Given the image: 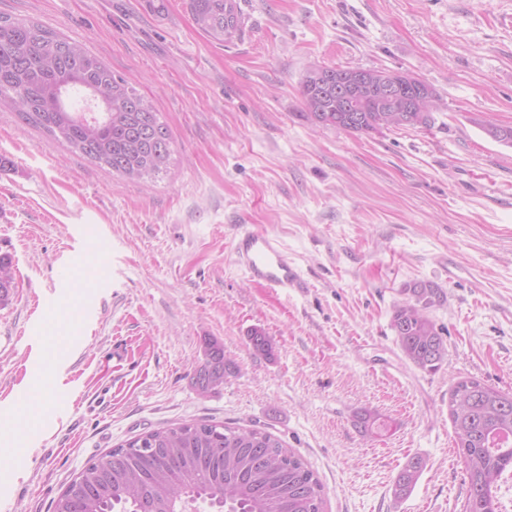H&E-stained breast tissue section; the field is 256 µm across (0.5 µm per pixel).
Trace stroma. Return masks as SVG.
Here are the masks:
<instances>
[{"mask_svg":"<svg viewBox=\"0 0 512 512\" xmlns=\"http://www.w3.org/2000/svg\"><path fill=\"white\" fill-rule=\"evenodd\" d=\"M240 35L217 43L185 0H0L85 44L153 100L173 162L146 185L112 175L0 112V435L18 441L9 512H52L94 455L173 423L271 432L324 486L326 512H462L464 466L448 393L471 377L512 392V0H239ZM314 64L387 68L430 85L427 127L351 134L306 121ZM273 235L306 277L280 292L237 264L241 228ZM55 309L36 299L60 285ZM427 282L448 350L437 372L407 360L391 327L404 288ZM66 337L60 359L31 328ZM273 355L255 351L253 329ZM235 372L192 384L208 341ZM69 410L33 429L31 359ZM364 408L391 423L370 437ZM422 458L406 497L398 473Z\"/></svg>","mask_w":512,"mask_h":512,"instance_id":"1","label":"stroma"}]
</instances>
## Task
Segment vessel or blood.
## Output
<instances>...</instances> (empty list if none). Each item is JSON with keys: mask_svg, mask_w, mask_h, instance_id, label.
I'll list each match as a JSON object with an SVG mask.
<instances>
[{"mask_svg": "<svg viewBox=\"0 0 512 512\" xmlns=\"http://www.w3.org/2000/svg\"><path fill=\"white\" fill-rule=\"evenodd\" d=\"M234 252L238 264L253 282L282 291L306 285L279 240L273 236L242 230L235 237Z\"/></svg>", "mask_w": 512, "mask_h": 512, "instance_id": "obj_1", "label": "vessel or blood"}]
</instances>
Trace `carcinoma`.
<instances>
[{
	"instance_id": "obj_1",
	"label": "carcinoma",
	"mask_w": 512,
	"mask_h": 512,
	"mask_svg": "<svg viewBox=\"0 0 512 512\" xmlns=\"http://www.w3.org/2000/svg\"><path fill=\"white\" fill-rule=\"evenodd\" d=\"M199 30L224 43L240 31L238 0H186ZM326 66L323 76L306 71L301 95L312 122L347 132L369 133L381 128L427 127V112H399L404 102L390 103L378 90L389 73L371 68V82L355 98L354 111H344L336 96V73ZM104 92L102 112L80 122L69 104L71 92ZM17 113L26 124L111 169L132 182L149 183L168 172L173 153L167 125L149 98L141 95L86 48L31 20L0 17V108ZM483 132L512 147V127L488 124ZM13 287L11 260L0 256V301ZM407 299L396 305L391 327L404 356L419 368L436 372L447 349L427 310L442 301L439 288L415 282L404 289ZM252 347L273 352L270 337L251 331ZM231 373L224 348L213 344L194 370L193 385L208 394ZM448 413L457 450L468 474L464 512H501L496 490L512 473V393L476 379L454 383ZM424 464L410 459L399 472L395 495L415 487ZM82 481L86 492L60 495L53 512H198L206 503L214 512H324L323 487L300 455L272 433L223 423H181L139 434L92 459Z\"/></svg>"
}]
</instances>
